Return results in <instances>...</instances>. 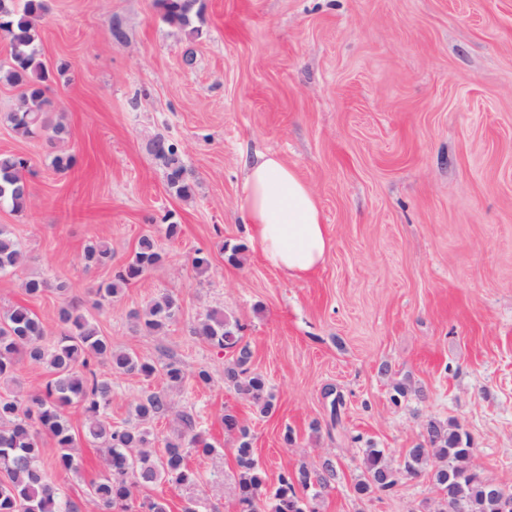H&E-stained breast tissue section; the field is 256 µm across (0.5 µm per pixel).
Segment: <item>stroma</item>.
I'll use <instances>...</instances> for the list:
<instances>
[{"label": "stroma", "mask_w": 512, "mask_h": 512, "mask_svg": "<svg viewBox=\"0 0 512 512\" xmlns=\"http://www.w3.org/2000/svg\"><path fill=\"white\" fill-rule=\"evenodd\" d=\"M45 5L40 58L68 66L48 86L46 112L69 135L18 136L4 116L19 92L0 81V153L30 159L32 193L23 214L0 207L27 258L0 276V312L27 305L53 343L63 298L29 297L24 281L66 282L67 297L87 304L141 236L156 239L163 263L91 316L114 349L159 368L178 360L187 379L171 388L159 374L113 378L109 418L138 425L136 404L164 388L171 409L147 429L164 440L190 411L215 450L188 458L199 483H156L139 496L170 512H238L228 409L248 426L269 484L333 460L338 478L317 512H435L441 493L425 473L388 496L354 491L365 448L399 467L432 420L459 425L476 470L512 488V0H200L195 37L153 0ZM116 21L124 40L112 35ZM159 137L178 146L192 199L169 192L150 151ZM267 152L309 185L328 227L326 260L302 279L271 268L240 219L244 164ZM61 153L75 158L65 173L52 166ZM96 241L112 261L85 268ZM199 248L211 256L202 273L190 263ZM166 294L178 318L157 335L135 331L129 312ZM210 310L242 325L250 368L275 395L271 413L225 383L229 354L192 334ZM200 368L209 385L193 380ZM399 385L407 396L396 403ZM66 413L79 468L53 482L93 512L102 452L83 437L82 409Z\"/></svg>", "instance_id": "35a3bbf8"}]
</instances>
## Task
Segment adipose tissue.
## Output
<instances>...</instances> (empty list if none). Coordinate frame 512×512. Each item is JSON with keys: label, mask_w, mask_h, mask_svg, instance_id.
<instances>
[{"label": "adipose tissue", "mask_w": 512, "mask_h": 512, "mask_svg": "<svg viewBox=\"0 0 512 512\" xmlns=\"http://www.w3.org/2000/svg\"><path fill=\"white\" fill-rule=\"evenodd\" d=\"M239 212L271 268L300 279L324 263L330 237L317 198L279 155L246 163Z\"/></svg>", "instance_id": "obj_1"}]
</instances>
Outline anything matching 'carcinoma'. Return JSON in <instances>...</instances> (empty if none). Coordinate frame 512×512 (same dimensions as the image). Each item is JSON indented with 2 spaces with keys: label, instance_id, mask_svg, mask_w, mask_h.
<instances>
[{
  "label": "carcinoma",
  "instance_id": "1",
  "mask_svg": "<svg viewBox=\"0 0 512 512\" xmlns=\"http://www.w3.org/2000/svg\"><path fill=\"white\" fill-rule=\"evenodd\" d=\"M199 0H155L164 11L165 20L182 29L192 27L198 13ZM44 10L43 0H0V34L8 45V57L0 64V73L7 82L20 89L16 111L7 115L14 132L24 138L45 136L60 141L68 135L62 124L54 125L46 118L44 83L50 74L39 59L35 44L36 24ZM151 152L165 168L170 191L181 198L194 195L195 184L189 179L178 146L164 138L153 141ZM28 158L0 154V204L15 213L25 212L31 193L24 173L30 170ZM20 243L5 225H0V274L16 271L23 263ZM85 267L106 265L112 261V249L105 243L85 247ZM163 260L155 239L142 236L130 260L115 272L111 281L94 291L92 305L100 307L112 301L124 288L138 280L146 271ZM25 292L39 297L53 290L63 296L57 320L63 332L50 346L43 343L47 330L39 317L27 306L16 305L0 314V379L12 377L19 355L43 367L49 374L45 388L28 399L0 396V512H79L78 506L62 497L51 479L57 470L71 471L79 463L72 453L75 435L66 415V407L80 406L86 416L84 438L100 445L105 452L109 475L91 485L90 497L94 512H169L165 501L144 497L137 499L138 487L165 481L178 486L198 483V473L187 461L192 451L208 454L213 445L198 427L191 412L179 416V433L164 440L160 453L151 451L155 439L139 427H115L106 412L112 402V378L136 374L151 378L157 373L154 364L137 356L112 349L100 334L87 310L79 302L64 298L67 285L45 278H30ZM179 300L165 295L151 301L143 310L129 313L134 327L158 333L180 314ZM242 326L230 322L221 311L205 314L192 326V333L202 336L217 348L229 351L233 358L224 367V380L260 411L267 414L273 407V395L262 375L250 370L252 353L242 343ZM162 375L172 386L182 384L186 375L180 362L173 360L163 366ZM170 404L165 391L148 394L135 408L142 421L168 412ZM224 431L238 435L237 463L241 468L236 497L241 512H316L312 501L321 490L337 479L333 461L324 460L320 472L302 466L285 470L277 484L268 487L265 470L253 458L249 431L232 410L222 417ZM50 436L58 453L47 464L40 453L44 436ZM424 441L409 449L398 469L389 467L383 450L367 448L364 452V479L355 486L360 495L392 494L401 477H414L431 466L430 475L438 490L444 492L438 512H502L497 500L490 497L486 481L467 461L468 445L462 434L450 425L435 421L426 424Z\"/></svg>",
  "mask_w": 512,
  "mask_h": 512
}]
</instances>
